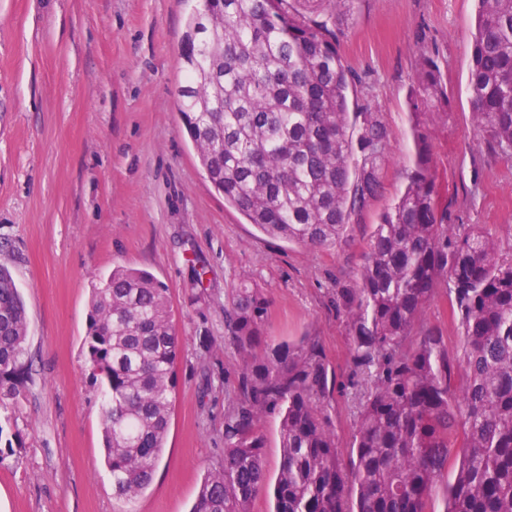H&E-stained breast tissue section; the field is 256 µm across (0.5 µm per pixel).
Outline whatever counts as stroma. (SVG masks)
Masks as SVG:
<instances>
[{
	"label": "stroma",
	"instance_id": "stroma-1",
	"mask_svg": "<svg viewBox=\"0 0 512 512\" xmlns=\"http://www.w3.org/2000/svg\"><path fill=\"white\" fill-rule=\"evenodd\" d=\"M477 0H355L339 51L358 103L391 132L382 192L336 245L268 236L224 201L182 124L189 0H0V265L28 318L32 380L0 411V512H189L224 458L240 355L224 321L237 288L267 301L275 341L318 338L340 445L357 420L336 291L354 283L378 215L405 189L413 124L429 134L441 203L512 254V160L472 124L466 84ZM438 55L447 120L415 117L419 52ZM125 266L168 288L182 352L163 457L131 503L112 496L101 388L82 350L96 277Z\"/></svg>",
	"mask_w": 512,
	"mask_h": 512
}]
</instances>
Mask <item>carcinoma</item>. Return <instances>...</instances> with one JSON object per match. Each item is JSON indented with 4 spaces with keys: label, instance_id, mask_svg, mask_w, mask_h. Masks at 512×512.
Returning <instances> with one entry per match:
<instances>
[{
    "label": "carcinoma",
    "instance_id": "obj_1",
    "mask_svg": "<svg viewBox=\"0 0 512 512\" xmlns=\"http://www.w3.org/2000/svg\"><path fill=\"white\" fill-rule=\"evenodd\" d=\"M349 0H199L187 20L179 89L184 125L224 201L269 236L336 244L378 198L391 133L354 93L337 49ZM467 93L488 147L512 158V0H478ZM411 112L448 118L438 58L420 53ZM405 191L381 211L353 286L336 290L351 382L363 385L345 448L329 414L321 342L271 343L267 303L240 288L224 320L241 356L238 401L224 420V459L203 478L190 512H512V258L482 228L452 232L438 205L421 125ZM445 293L459 335L421 325ZM26 309L0 267V408L27 361ZM83 349L104 392L105 466L113 498L131 502L162 459L181 351L168 288L116 267L92 284ZM279 418L281 461L265 463L262 421Z\"/></svg>",
    "mask_w": 512,
    "mask_h": 512
}]
</instances>
